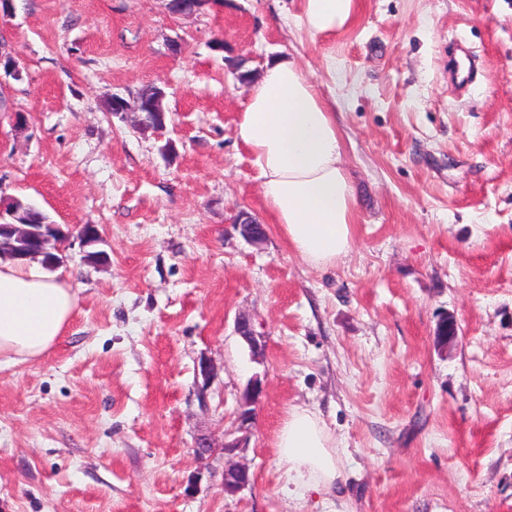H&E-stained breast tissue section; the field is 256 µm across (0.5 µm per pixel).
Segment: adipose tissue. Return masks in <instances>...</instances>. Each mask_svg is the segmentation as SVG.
Listing matches in <instances>:
<instances>
[{"mask_svg": "<svg viewBox=\"0 0 512 512\" xmlns=\"http://www.w3.org/2000/svg\"><path fill=\"white\" fill-rule=\"evenodd\" d=\"M354 15V0H305L302 26L330 34ZM235 134L252 155L260 194L290 249L305 263L333 266L353 246L357 200L343 139L320 84L291 56L268 62ZM72 289L34 260L0 261V365L42 357L65 335ZM294 486L331 492L343 477L336 443L319 413L294 407L275 440Z\"/></svg>", "mask_w": 512, "mask_h": 512, "instance_id": "adipose-tissue-1", "label": "adipose tissue"}]
</instances>
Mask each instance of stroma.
<instances>
[{
    "label": "stroma",
    "instance_id": "stroma-1",
    "mask_svg": "<svg viewBox=\"0 0 512 512\" xmlns=\"http://www.w3.org/2000/svg\"><path fill=\"white\" fill-rule=\"evenodd\" d=\"M302 2L13 0L0 16L22 66L0 82V197L97 225L108 256L53 270L77 295L66 335L0 369V512H512V0H355L316 38ZM456 43L477 59L462 89ZM286 54L336 114L357 199L353 247L324 269L271 224L235 136L253 78ZM149 84L162 132L106 112ZM241 210L261 244L234 229ZM294 406L336 440L337 496L288 488L274 441ZM233 463L252 481L228 495ZM236 327L237 333L248 345L252 359L259 360L265 349V336L257 333L249 319L245 317H239ZM264 387L261 377L253 375L249 380L240 402V409L238 413V420L241 425L249 424L252 418V408L261 397Z\"/></svg>",
    "mask_w": 512,
    "mask_h": 512
}]
</instances>
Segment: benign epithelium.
I'll return each mask as SVG.
<instances>
[{
	"mask_svg": "<svg viewBox=\"0 0 512 512\" xmlns=\"http://www.w3.org/2000/svg\"><path fill=\"white\" fill-rule=\"evenodd\" d=\"M0 66L3 67L5 75L15 80L22 78V70L18 61L8 53L0 51ZM156 112V120L147 124L143 118L146 110ZM135 114L131 120L133 129L138 132L148 129L159 130L165 126L166 113L159 110L157 104H144L142 107H133L124 98L117 94L112 95V115L125 118L128 114ZM27 208L13 201V207L8 209L11 217L9 222H0V260H19L41 257L45 259L44 265L51 268L62 261L60 254L71 248L73 242H79L83 248V260L89 262L91 259H100L103 252L93 253L89 247L101 243L102 238L99 230L94 224H86L83 229L75 234L71 230H65L58 224H45V228L36 232V235L29 236L27 242L20 245L14 242V231L18 224L22 223ZM233 224L240 231V234L249 242L259 244L264 240V229L262 225L250 216L247 212H239L233 220ZM237 333L244 339L251 352L252 359L258 360L265 349V336L256 332L249 319L241 317L237 321ZM436 336L443 345L452 344L458 337V325L454 317L444 315L440 318ZM264 387L261 377L253 375L249 380L240 402L238 420L240 424L247 425L252 418V406L259 400ZM250 484L249 470L243 466H232L224 470V492L236 494Z\"/></svg>",
	"mask_w": 512,
	"mask_h": 512,
	"instance_id": "7a95c632",
	"label": "benign epithelium"
}]
</instances>
